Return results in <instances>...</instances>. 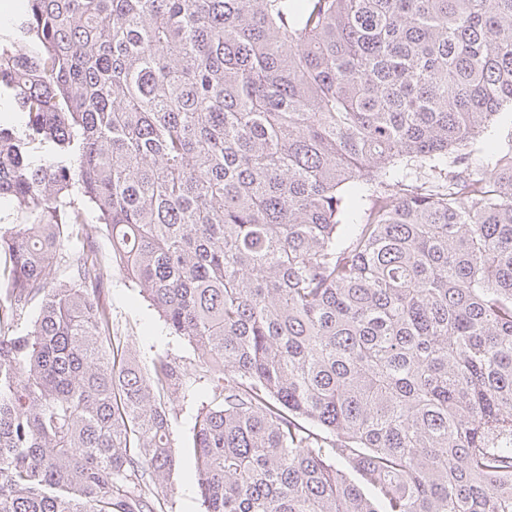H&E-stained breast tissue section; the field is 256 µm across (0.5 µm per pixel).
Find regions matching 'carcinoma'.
<instances>
[{"label":"carcinoma","instance_id":"obj_1","mask_svg":"<svg viewBox=\"0 0 512 512\" xmlns=\"http://www.w3.org/2000/svg\"><path fill=\"white\" fill-rule=\"evenodd\" d=\"M17 28L0 512H164L186 376L204 512H512V0H28ZM100 231L196 364L129 360Z\"/></svg>","mask_w":512,"mask_h":512}]
</instances>
